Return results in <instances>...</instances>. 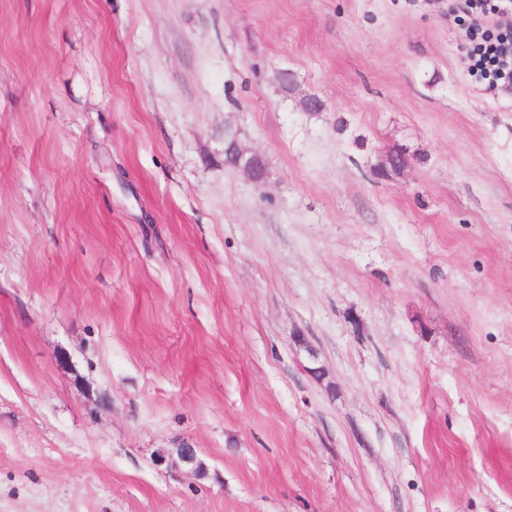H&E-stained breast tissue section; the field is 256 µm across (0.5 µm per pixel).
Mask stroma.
Returning <instances> with one entry per match:
<instances>
[{"label":"stroma","instance_id":"stroma-1","mask_svg":"<svg viewBox=\"0 0 512 512\" xmlns=\"http://www.w3.org/2000/svg\"><path fill=\"white\" fill-rule=\"evenodd\" d=\"M456 2L0 0V512H512ZM224 163L231 167H245L248 168L253 179L259 180L262 173L255 167L256 158H245L236 138L234 136H227L224 140Z\"/></svg>","mask_w":512,"mask_h":512}]
</instances>
